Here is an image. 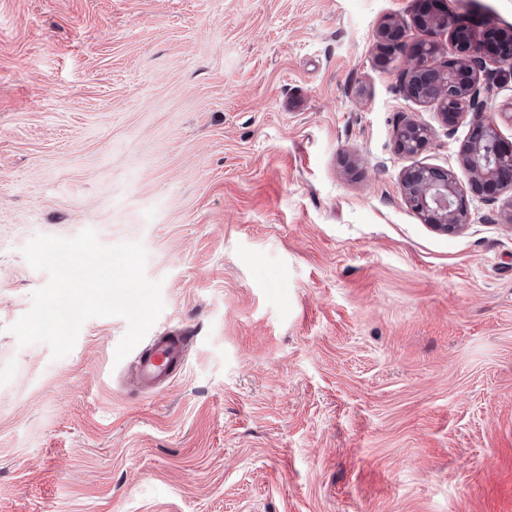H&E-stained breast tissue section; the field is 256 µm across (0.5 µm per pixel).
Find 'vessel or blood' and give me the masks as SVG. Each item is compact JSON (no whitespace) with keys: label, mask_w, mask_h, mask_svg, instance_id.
Returning <instances> with one entry per match:
<instances>
[{"label":"vessel or blood","mask_w":512,"mask_h":512,"mask_svg":"<svg viewBox=\"0 0 512 512\" xmlns=\"http://www.w3.org/2000/svg\"><path fill=\"white\" fill-rule=\"evenodd\" d=\"M190 342V337L183 333L156 337L135 359L134 379L137 385L151 390L173 380L184 364Z\"/></svg>","instance_id":"1"}]
</instances>
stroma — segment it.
I'll use <instances>...</instances> for the list:
<instances>
[{
	"mask_svg": "<svg viewBox=\"0 0 512 512\" xmlns=\"http://www.w3.org/2000/svg\"><path fill=\"white\" fill-rule=\"evenodd\" d=\"M477 34L512 0H447ZM419 0H0V512H512V188L435 230L400 185L469 123L403 91ZM405 119L432 130L401 154ZM139 241L171 382L11 327L35 236ZM192 336L180 333L158 336L139 352L134 362V379L143 390L173 380L176 371L182 368Z\"/></svg>",
	"mask_w": 512,
	"mask_h": 512,
	"instance_id": "obj_1",
	"label": "stroma"
}]
</instances>
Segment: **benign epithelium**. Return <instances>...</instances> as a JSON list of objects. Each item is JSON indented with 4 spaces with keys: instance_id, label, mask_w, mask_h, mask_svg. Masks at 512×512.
<instances>
[{
    "instance_id": "7a95c632",
    "label": "benign epithelium",
    "mask_w": 512,
    "mask_h": 512,
    "mask_svg": "<svg viewBox=\"0 0 512 512\" xmlns=\"http://www.w3.org/2000/svg\"><path fill=\"white\" fill-rule=\"evenodd\" d=\"M415 26L423 33L419 41L402 40V32L388 23L380 26L378 37L399 42L407 56L402 84L410 97L435 104L449 123L470 119L472 137L462 149L469 181L465 187L454 170L421 164L404 170L401 187L414 212L433 228L456 234L468 223V194L512 184V145L502 141L497 123L485 118L482 89L470 80L476 71L492 81L512 78V31L497 32L502 45L489 38L470 39L460 32L459 21L448 13L444 0H422ZM444 37L454 42L456 56L441 64L438 57ZM430 135L428 126L414 120L402 122L395 131L398 148L409 156L422 151Z\"/></svg>"
}]
</instances>
